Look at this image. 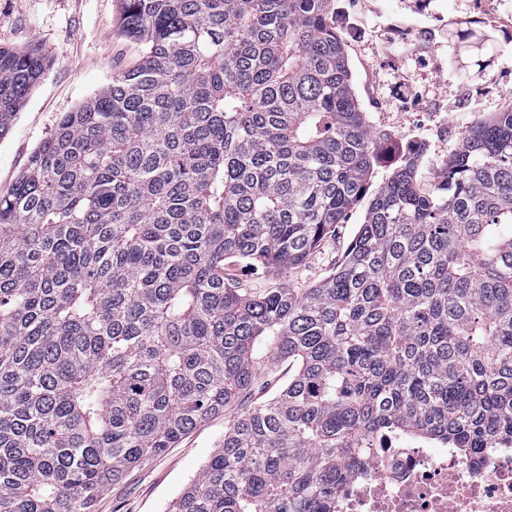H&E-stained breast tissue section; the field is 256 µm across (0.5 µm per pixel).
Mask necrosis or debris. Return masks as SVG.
I'll return each instance as SVG.
<instances>
[{"mask_svg":"<svg viewBox=\"0 0 512 512\" xmlns=\"http://www.w3.org/2000/svg\"><path fill=\"white\" fill-rule=\"evenodd\" d=\"M336 512H512V445L461 455L388 438L336 494Z\"/></svg>","mask_w":512,"mask_h":512,"instance_id":"4bbe7bcc","label":"necrosis or debris"}]
</instances>
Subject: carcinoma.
Masks as SVG:
<instances>
[{
  "mask_svg": "<svg viewBox=\"0 0 512 512\" xmlns=\"http://www.w3.org/2000/svg\"><path fill=\"white\" fill-rule=\"evenodd\" d=\"M122 2L140 62L0 196V512H93L281 359L167 512H333L382 433L512 439V107L430 191L411 150L299 288L379 155L331 0ZM47 66L0 47V139ZM234 258L278 282H225ZM288 361H274L263 367L253 387L248 405H255L272 398L288 381Z\"/></svg>",
  "mask_w": 512,
  "mask_h": 512,
  "instance_id": "cac0c4a2",
  "label": "carcinoma"
}]
</instances>
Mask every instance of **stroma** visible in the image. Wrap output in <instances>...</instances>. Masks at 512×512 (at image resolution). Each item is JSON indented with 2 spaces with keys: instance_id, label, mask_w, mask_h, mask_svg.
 <instances>
[{
  "instance_id": "obj_1",
  "label": "stroma",
  "mask_w": 512,
  "mask_h": 512,
  "mask_svg": "<svg viewBox=\"0 0 512 512\" xmlns=\"http://www.w3.org/2000/svg\"><path fill=\"white\" fill-rule=\"evenodd\" d=\"M121 0H0V45L39 43L51 62L0 139V195L7 194L38 146L102 85L136 65L142 44L118 19ZM362 112L378 137L372 189L391 177L412 144L422 145L417 179L430 187L464 133L512 102V0H334ZM470 30L490 54L458 39ZM359 203L296 269L299 287L334 271L364 221ZM235 409L209 418L111 485L94 512H165L224 438Z\"/></svg>"
}]
</instances>
